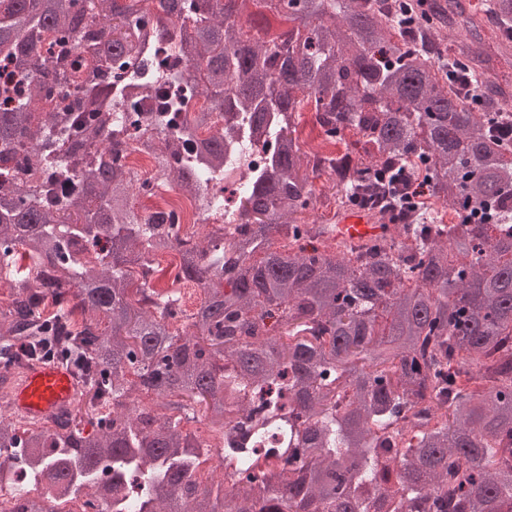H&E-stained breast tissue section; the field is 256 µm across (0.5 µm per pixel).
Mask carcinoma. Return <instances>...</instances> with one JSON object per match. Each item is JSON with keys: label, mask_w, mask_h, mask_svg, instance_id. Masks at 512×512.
Segmentation results:
<instances>
[{"label": "carcinoma", "mask_w": 512, "mask_h": 512, "mask_svg": "<svg viewBox=\"0 0 512 512\" xmlns=\"http://www.w3.org/2000/svg\"><path fill=\"white\" fill-rule=\"evenodd\" d=\"M253 7L293 26L247 30ZM487 24L511 64L512 0L478 19L446 0L412 37L379 0H0V368L24 346L86 371L52 426L0 415V473L25 448L39 479L15 490L20 512H61L103 471L111 512H512V114L500 90L478 110L448 81L489 82ZM146 42L188 67L186 92L162 94L155 160L224 217L199 244L130 205L123 158L148 129L112 80L139 82ZM187 96L207 105L169 110ZM304 105L325 141L356 131L353 150H303ZM261 140L269 162L228 210L208 183ZM387 171L394 194L422 179L454 223L422 206L354 253L298 219L315 175L340 208ZM173 251L204 294L189 314L156 284L153 258ZM200 418L280 429L288 456L254 470L226 448L230 480L207 487L192 478L204 441L182 426Z\"/></svg>", "instance_id": "1"}]
</instances>
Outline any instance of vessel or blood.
I'll return each instance as SVG.
<instances>
[{"mask_svg": "<svg viewBox=\"0 0 512 512\" xmlns=\"http://www.w3.org/2000/svg\"><path fill=\"white\" fill-rule=\"evenodd\" d=\"M336 239L362 244L386 236V225L375 223L360 211L338 213L329 227ZM0 388L7 390L18 416L45 420L70 408L79 396L80 385L71 372L57 364L29 362L20 373L0 375Z\"/></svg>", "mask_w": 512, "mask_h": 512, "instance_id": "b4317fda", "label": "vessel or blood"}]
</instances>
